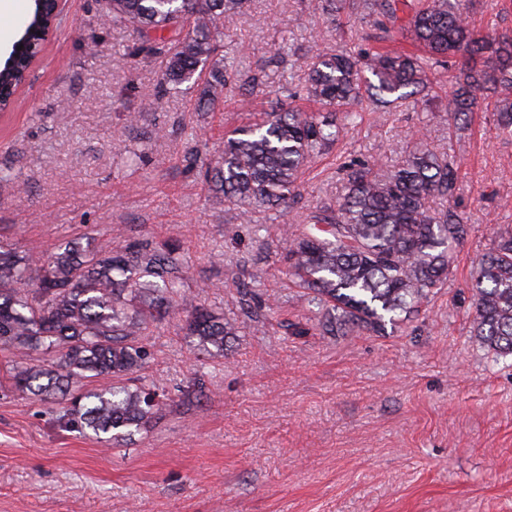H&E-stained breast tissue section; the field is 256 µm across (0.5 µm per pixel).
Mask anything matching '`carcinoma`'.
Listing matches in <instances>:
<instances>
[{
	"label": "carcinoma",
	"mask_w": 512,
	"mask_h": 512,
	"mask_svg": "<svg viewBox=\"0 0 512 512\" xmlns=\"http://www.w3.org/2000/svg\"><path fill=\"white\" fill-rule=\"evenodd\" d=\"M245 2L107 0L104 16L135 27V53L165 58L167 85H203V111L239 80V58L219 56L218 34ZM309 7L335 22L360 18L369 31L354 50L302 55L304 83L284 79L279 108L226 132L224 152L201 162L208 191L233 206L239 224L262 208L288 213L301 199L304 174L361 113L427 103L435 76L454 63L448 127L468 124L480 99L492 96L495 126L512 134V37L471 27L463 0H309ZM401 36L411 48L395 46ZM33 44L16 39L0 66L4 97L23 81ZM303 96L318 109L297 106ZM341 171L336 203L308 207L305 223L286 229V274L318 308L323 333L383 336L412 321L447 284L455 248L472 232L458 202L459 166L446 148L421 137L396 165L351 157ZM432 198L440 205L430 206ZM184 268L175 240L155 245L124 234L110 248L64 241L47 253L0 244V346L16 357L13 391L57 399L59 428L112 447L150 429L165 395L137 373L152 356L153 330L176 318L212 355L240 332L224 312L193 303ZM469 293L471 336L497 356H512L511 228L492 231ZM33 352L46 365L28 362Z\"/></svg>",
	"instance_id": "obj_1"
}]
</instances>
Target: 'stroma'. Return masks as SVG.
Instances as JSON below:
<instances>
[{"label": "stroma", "mask_w": 512, "mask_h": 512, "mask_svg": "<svg viewBox=\"0 0 512 512\" xmlns=\"http://www.w3.org/2000/svg\"><path fill=\"white\" fill-rule=\"evenodd\" d=\"M466 16L512 33V0H469ZM346 39L306 0H248L224 29L225 49L245 48V74L273 44L301 55ZM134 43L133 26L104 19L100 0H65L16 107L0 117V168L18 174L0 191V242L106 246L121 231L178 240L186 291L243 332L209 356L178 321L162 325L145 374L175 402L117 448L60 430L56 402L18 398L11 354L0 350V512H512V356L471 338L468 288L492 227L512 226V135L482 110L449 133L444 92L417 109L365 113L305 176L288 217L254 213L231 240L224 226L235 212L216 220L217 202L187 157L217 156L225 128L266 110L280 70L266 69L265 95L245 102L233 91L201 112L199 87L166 90L163 58L131 55ZM130 112L141 113L137 126ZM422 136L460 163L473 231L453 277L414 329L286 333L283 323L316 313L287 285L286 225L302 223L307 204L335 202L345 157L394 165ZM256 223L271 230L266 244ZM231 261L255 273L272 309L241 310ZM198 377L206 393H188Z\"/></svg>", "instance_id": "35a3bbf8"}]
</instances>
